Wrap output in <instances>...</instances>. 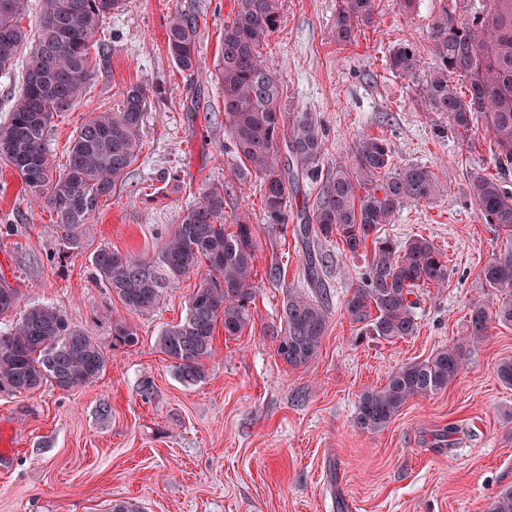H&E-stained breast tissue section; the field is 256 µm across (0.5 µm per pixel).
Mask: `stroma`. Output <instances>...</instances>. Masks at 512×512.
Instances as JSON below:
<instances>
[{
  "label": "stroma",
  "instance_id": "stroma-1",
  "mask_svg": "<svg viewBox=\"0 0 512 512\" xmlns=\"http://www.w3.org/2000/svg\"><path fill=\"white\" fill-rule=\"evenodd\" d=\"M443 2L417 0L406 11L380 0L373 22L340 45L331 34L338 0H278L263 53L282 81L284 111L310 113L324 141L319 174L290 194L289 214L315 202L365 137L388 142L394 167H428L447 188L406 204L381 228L402 242L426 238L448 259L447 287L417 291L415 333L391 342L359 333L344 300L370 255H351L335 238L322 245L329 327L317 357L300 368L277 355L265 331L279 323L289 287L305 283V245L292 229L264 224L257 178L242 176V162L224 148L216 74L234 0H127L106 19L100 38L109 51L94 81L50 127L54 164L65 163L81 123L117 109L127 87L151 95L142 152L91 217L82 254L66 248L50 213L0 161V275L17 288L19 308H60L107 357L100 378L73 391L0 393V512H110L116 500L143 512H487L512 486V386L497 377L512 357V325L493 324L447 388L411 400L386 428L355 424L363 391L466 335L473 304L493 294L479 271L500 240L469 193L471 173L496 172L493 138L480 128L462 146L446 114L418 106V88L437 65L428 31ZM176 11L199 21L194 75L166 49ZM400 45L418 56L414 79L389 70ZM220 182L234 187L227 219L244 214L256 227V298L240 335L216 328L205 379L186 387L157 336L184 317L198 276L177 283L153 313L135 315L95 284L89 259L104 246L149 258L185 206ZM273 266L280 281L268 277ZM107 311L136 327L137 344L113 347Z\"/></svg>",
  "mask_w": 512,
  "mask_h": 512
}]
</instances>
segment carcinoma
Segmentation results:
<instances>
[{
	"label": "carcinoma",
	"mask_w": 512,
	"mask_h": 512,
	"mask_svg": "<svg viewBox=\"0 0 512 512\" xmlns=\"http://www.w3.org/2000/svg\"><path fill=\"white\" fill-rule=\"evenodd\" d=\"M431 24L429 38L437 69L425 81L419 106L443 112L462 141L477 125L490 130L496 145L493 163L499 176L473 173L469 182L480 218L495 226L500 250L481 269L492 301L471 309L468 334L438 348L423 361L409 362L380 388L364 391L355 422L366 431L385 428L416 397L448 387L463 368L469 349L485 340L492 323L512 324V192L501 177L512 171V0H453ZM126 0H41L37 41L28 54L22 91L0 126V160L16 171L30 197L40 202L62 233L67 248L80 255L90 232L89 220L99 205L112 199L119 183L142 151L140 132L150 90L135 84L123 92L116 112H103L75 132L68 160L57 169L49 158L47 134L55 115L70 110L85 95L106 44L95 39L104 21L121 11ZM377 0H340L334 38L348 44L369 24ZM27 0H0V72L14 65L28 33L20 24ZM234 15L224 22L222 58L217 76L228 146L249 163L259 179L265 224L288 223L289 194L299 181L318 170L324 142L307 112L287 119L280 103V80L262 53L277 28V0H235ZM165 44L178 69L197 71L199 31L195 19L179 11L166 24ZM389 69L411 79L418 70L413 48L399 46L389 55ZM468 82L467 94L451 84L450 75ZM288 169L280 167V149ZM391 153L380 138L358 142L351 163L336 166L299 232L307 243L337 236L350 254L371 250L366 272L344 301L349 321L363 334L385 341L414 333L415 289L448 285V260L427 239L405 242L375 236L409 202H429L446 191L427 167L408 165L389 172ZM228 187L210 185L182 212L162 246L147 260L108 247L91 256L92 279L103 282L125 310L153 312L168 289L184 276L204 272L185 317L164 327L157 344L175 361V375L185 386L205 377V360L213 354L214 331L238 335L250 321L249 303L256 295L254 225L245 215L226 228ZM328 255L307 252L305 279L318 282ZM18 302L16 288L0 277V317ZM324 289L315 298L294 286L288 289L279 326L270 329L277 355L288 365H308L319 352L328 328ZM136 328L112 319V346L135 345ZM106 354L84 330L52 305H34L16 323L0 329V392H35L46 384L72 391L104 372ZM488 512H512V486L502 489Z\"/></svg>",
	"instance_id": "cac0c4a2"
}]
</instances>
